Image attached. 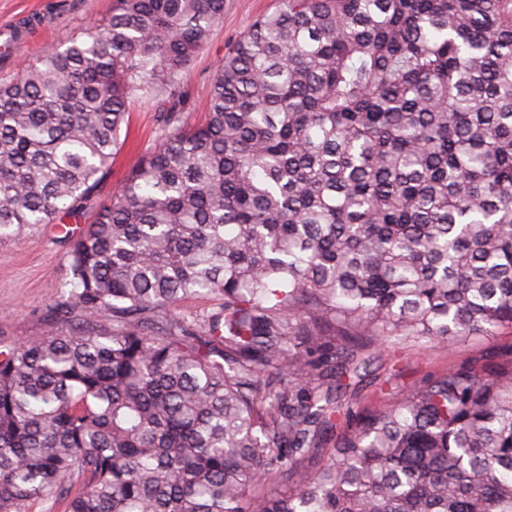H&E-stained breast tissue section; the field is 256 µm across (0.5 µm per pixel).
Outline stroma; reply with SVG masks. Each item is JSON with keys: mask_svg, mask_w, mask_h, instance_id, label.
<instances>
[{"mask_svg": "<svg viewBox=\"0 0 512 512\" xmlns=\"http://www.w3.org/2000/svg\"><path fill=\"white\" fill-rule=\"evenodd\" d=\"M63 3L61 12L47 17L32 39L17 46L12 64H0V79L16 75L17 62L31 61L52 46L79 35L90 25L101 22L112 9V0ZM275 6L276 0H226L222 21L180 79L179 91L186 104L188 123L201 121L208 110L218 61L258 18ZM159 106L156 93H133L128 121L121 132L122 145L92 196V207L110 203L131 168L159 142ZM69 251V244L51 224L15 237L0 238V348L20 345L34 336L71 332V324L57 320L52 309L57 297L69 288ZM510 344L512 328L505 327L495 335L473 336L447 349L429 344L403 349L390 345L374 348L370 352L376 365L373 375L352 386L345 401L356 408L392 404L428 375L461 363L482 366L489 354Z\"/></svg>", "mask_w": 512, "mask_h": 512, "instance_id": "obj_1", "label": "stroma"}]
</instances>
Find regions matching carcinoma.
Wrapping results in <instances>:
<instances>
[{
    "label": "carcinoma",
    "mask_w": 512,
    "mask_h": 512,
    "mask_svg": "<svg viewBox=\"0 0 512 512\" xmlns=\"http://www.w3.org/2000/svg\"><path fill=\"white\" fill-rule=\"evenodd\" d=\"M223 15L113 0L0 84V237L87 211L132 93L172 100L71 243L81 327L0 350V512H512V345L341 402L372 345L512 326V0H278L189 125ZM190 296L219 307L149 330Z\"/></svg>",
    "instance_id": "1"
}]
</instances>
